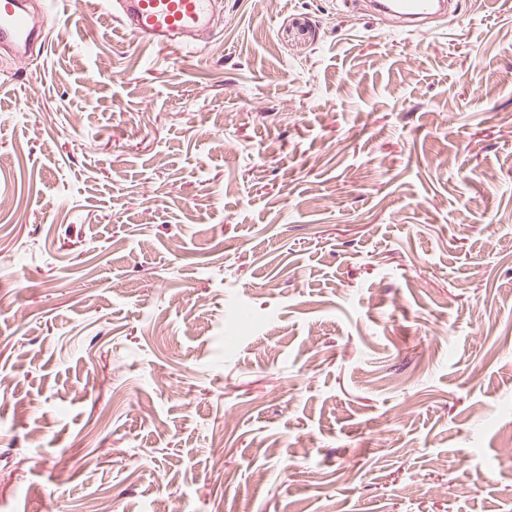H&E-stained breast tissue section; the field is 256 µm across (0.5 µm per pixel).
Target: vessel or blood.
Returning <instances> with one entry per match:
<instances>
[{"label":"vessel or blood","mask_w":512,"mask_h":512,"mask_svg":"<svg viewBox=\"0 0 512 512\" xmlns=\"http://www.w3.org/2000/svg\"><path fill=\"white\" fill-rule=\"evenodd\" d=\"M25 0H0V46L26 55L30 46L45 44L49 31L58 27L57 14L43 6L34 14ZM439 0H386L385 14L401 18L407 33H421L422 22L436 18ZM213 0H114L111 15L125 31L152 45L193 48L198 33L210 23Z\"/></svg>","instance_id":"b4317fda"}]
</instances>
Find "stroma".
<instances>
[{"mask_svg": "<svg viewBox=\"0 0 512 512\" xmlns=\"http://www.w3.org/2000/svg\"><path fill=\"white\" fill-rule=\"evenodd\" d=\"M67 4L0 48V512H512V0ZM112 11L113 22L152 45L171 44L192 49L195 37L210 23L213 0L102 1ZM383 2L381 13L398 16L403 19L405 31L409 34L425 32L417 23L434 19L439 15L438 0H389Z\"/></svg>", "mask_w": 512, "mask_h": 512, "instance_id": "1", "label": "stroma"}]
</instances>
